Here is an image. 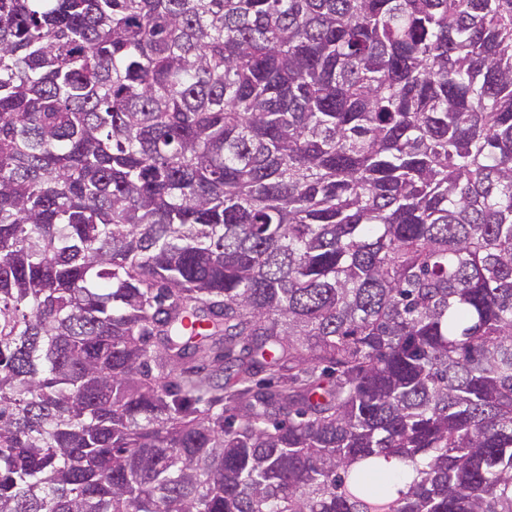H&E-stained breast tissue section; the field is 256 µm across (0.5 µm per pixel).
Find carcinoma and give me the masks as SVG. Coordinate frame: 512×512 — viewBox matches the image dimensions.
Returning a JSON list of instances; mask_svg holds the SVG:
<instances>
[{
	"label": "carcinoma",
	"mask_w": 512,
	"mask_h": 512,
	"mask_svg": "<svg viewBox=\"0 0 512 512\" xmlns=\"http://www.w3.org/2000/svg\"><path fill=\"white\" fill-rule=\"evenodd\" d=\"M0 512H512V0H0Z\"/></svg>",
	"instance_id": "1"
}]
</instances>
